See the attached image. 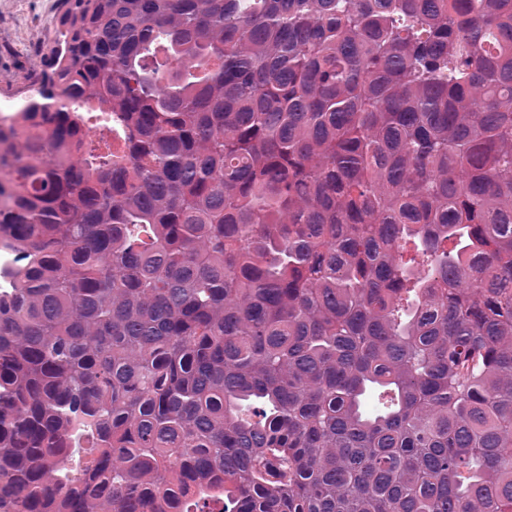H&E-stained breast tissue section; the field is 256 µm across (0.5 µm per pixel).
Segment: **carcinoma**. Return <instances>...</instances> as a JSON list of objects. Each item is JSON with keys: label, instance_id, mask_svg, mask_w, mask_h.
I'll list each match as a JSON object with an SVG mask.
<instances>
[{"label": "carcinoma", "instance_id": "cac0c4a2", "mask_svg": "<svg viewBox=\"0 0 512 512\" xmlns=\"http://www.w3.org/2000/svg\"><path fill=\"white\" fill-rule=\"evenodd\" d=\"M59 2L0 512H512V0Z\"/></svg>", "mask_w": 512, "mask_h": 512}]
</instances>
